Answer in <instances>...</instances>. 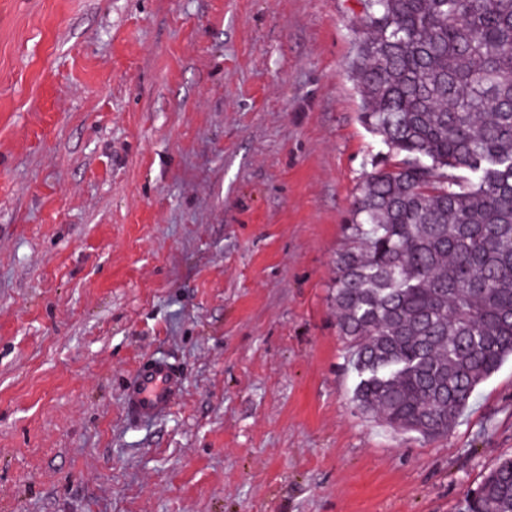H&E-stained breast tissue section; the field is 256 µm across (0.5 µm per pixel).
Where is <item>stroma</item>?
Wrapping results in <instances>:
<instances>
[{"mask_svg":"<svg viewBox=\"0 0 512 512\" xmlns=\"http://www.w3.org/2000/svg\"><path fill=\"white\" fill-rule=\"evenodd\" d=\"M359 15L0 0V512H459L512 455V358L443 438L354 401ZM152 358L183 387L138 422ZM181 390V378L171 364L154 359L141 365L124 390V406L135 419L165 416Z\"/></svg>","mask_w":512,"mask_h":512,"instance_id":"1","label":"stroma"}]
</instances>
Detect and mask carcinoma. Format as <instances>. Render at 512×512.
Segmentation results:
<instances>
[{"label":"carcinoma","instance_id":"carcinoma-1","mask_svg":"<svg viewBox=\"0 0 512 512\" xmlns=\"http://www.w3.org/2000/svg\"><path fill=\"white\" fill-rule=\"evenodd\" d=\"M366 176L332 301L359 409L448 435L512 356V0H358ZM464 512H512V457Z\"/></svg>","mask_w":512,"mask_h":512}]
</instances>
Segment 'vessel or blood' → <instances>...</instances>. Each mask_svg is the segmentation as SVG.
Listing matches in <instances>:
<instances>
[{
    "label": "vessel or blood",
    "instance_id": "1",
    "mask_svg": "<svg viewBox=\"0 0 512 512\" xmlns=\"http://www.w3.org/2000/svg\"><path fill=\"white\" fill-rule=\"evenodd\" d=\"M181 390V378L168 362L154 359L141 365L124 390V406L135 419L165 416Z\"/></svg>",
    "mask_w": 512,
    "mask_h": 512
}]
</instances>
